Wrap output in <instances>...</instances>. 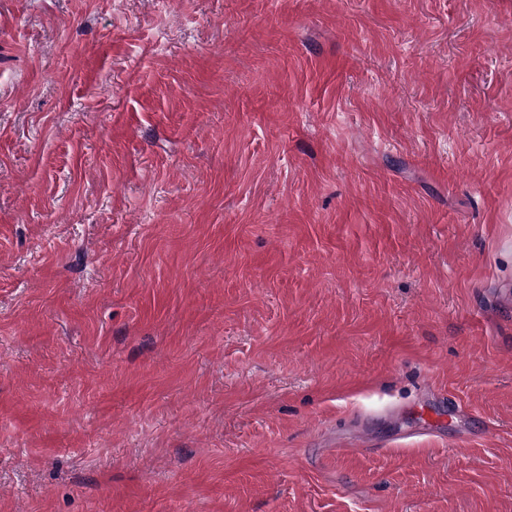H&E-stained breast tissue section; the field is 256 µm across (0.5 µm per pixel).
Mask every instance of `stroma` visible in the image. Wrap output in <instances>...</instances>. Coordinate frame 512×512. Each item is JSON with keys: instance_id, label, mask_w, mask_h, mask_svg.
<instances>
[{"instance_id": "obj_1", "label": "stroma", "mask_w": 512, "mask_h": 512, "mask_svg": "<svg viewBox=\"0 0 512 512\" xmlns=\"http://www.w3.org/2000/svg\"><path fill=\"white\" fill-rule=\"evenodd\" d=\"M0 512H512V0H0Z\"/></svg>"}]
</instances>
